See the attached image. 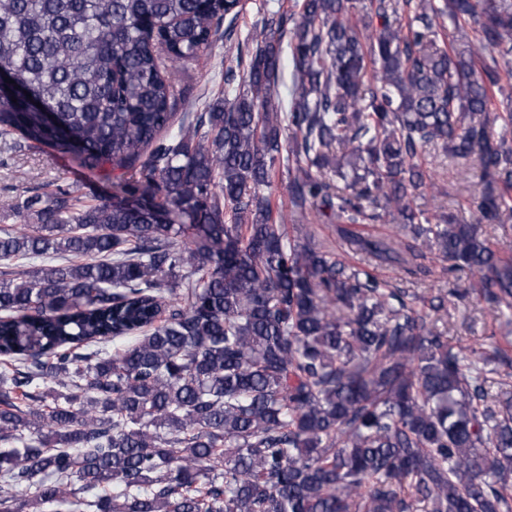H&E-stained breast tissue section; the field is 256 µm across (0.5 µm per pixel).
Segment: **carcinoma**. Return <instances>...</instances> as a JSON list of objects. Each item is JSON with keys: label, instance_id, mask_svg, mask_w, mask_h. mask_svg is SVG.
I'll list each match as a JSON object with an SVG mask.
<instances>
[{"label": "carcinoma", "instance_id": "carcinoma-1", "mask_svg": "<svg viewBox=\"0 0 512 512\" xmlns=\"http://www.w3.org/2000/svg\"><path fill=\"white\" fill-rule=\"evenodd\" d=\"M239 2L0 0V67L68 131L3 99L0 141L78 146L148 188L32 195L34 223L0 234V512H512V358L437 326L450 295L512 310V258L485 236L512 229V0H303L165 135L179 68ZM431 147L476 169L471 223L414 206L447 194ZM284 177L292 212L342 225L364 262L288 230L264 193ZM293 85V63H292V50L287 39L282 43V84L279 86V97L282 103L284 112L288 111L291 103V88ZM375 272L380 278L387 280L390 284L399 288H407L411 292L415 291L425 297L437 295L440 288L448 289V284L438 280L436 276L410 280L406 278V275L399 267L386 262H377Z\"/></svg>", "mask_w": 512, "mask_h": 512}]
</instances>
